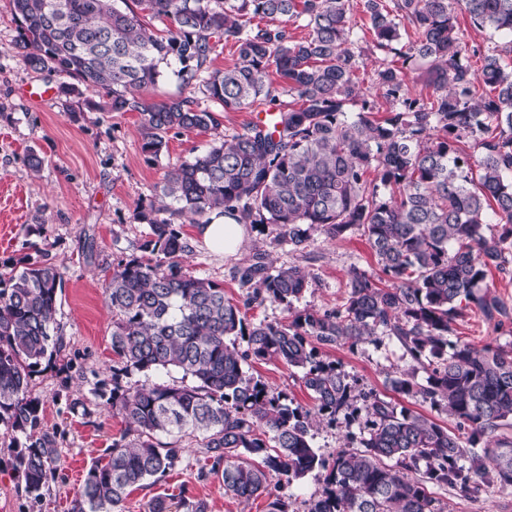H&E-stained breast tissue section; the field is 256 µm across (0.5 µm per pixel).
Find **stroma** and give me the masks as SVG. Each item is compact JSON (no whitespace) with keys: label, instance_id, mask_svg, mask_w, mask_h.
<instances>
[{"label":"stroma","instance_id":"obj_1","mask_svg":"<svg viewBox=\"0 0 512 512\" xmlns=\"http://www.w3.org/2000/svg\"><path fill=\"white\" fill-rule=\"evenodd\" d=\"M351 20L364 50L359 86L379 111H388L391 105L374 84L375 72L398 64L399 59L373 47L360 0H351ZM19 31L9 0H0V273L23 262L48 261L60 267L63 284L57 294V320L64 347L43 362L31 382L42 404L44 428L60 435L56 474L43 498L28 495L12 468L7 442L0 440V512H55L56 505L71 506L91 463L104 458L113 439L126 429L121 415L95 401L91 388L111 375L112 313L105 302L106 285L118 263L142 255L147 227L137 222L136 211L156 203L157 187L169 168L203 152L214 140L242 131L255 114L248 109L217 110V130L168 134L164 152L151 157L143 150L139 113L92 112L82 100L60 98L54 92L57 76L34 72L19 62L14 53ZM31 85L50 88V96L40 102L30 100L23 90ZM32 153L43 160L35 173L27 167ZM182 230L193 247L184 272L218 283L227 297L238 302L246 290L236 270L258 252L265 253L273 266L296 265L309 273L311 285L292 308L297 311L338 308L353 269L370 273L378 269L357 231L336 241L314 233L300 252L278 243L273 226L249 224L243 247L230 255L211 249L197 225L187 223ZM456 335L479 347L512 344V318L498 326L472 313L457 324ZM319 354L339 361L361 388L455 429L456 422L447 413L392 390L390 378L408 366L395 340L352 348L323 345ZM245 370L289 400L311 406L299 371L275 360H255ZM76 400L81 408H73ZM182 446L178 467L131 492L125 512H149L151 502L159 497L201 501L207 512H268L270 496L246 504L232 498L217 478L200 477L204 456L196 442L186 439ZM438 495L452 512H512V492L495 487L476 500L446 487Z\"/></svg>","mask_w":512,"mask_h":512}]
</instances>
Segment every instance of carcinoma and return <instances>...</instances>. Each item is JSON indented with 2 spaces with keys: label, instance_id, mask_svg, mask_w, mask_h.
Here are the masks:
<instances>
[{
  "label": "carcinoma",
  "instance_id": "1",
  "mask_svg": "<svg viewBox=\"0 0 512 512\" xmlns=\"http://www.w3.org/2000/svg\"><path fill=\"white\" fill-rule=\"evenodd\" d=\"M10 4L20 20V62L58 76L61 97L92 91L110 112L140 113L143 149L155 158L168 132L218 126L215 112L192 97H150L168 72L185 86L199 84L226 112H270L274 121L271 130L250 123L172 167L160 204L137 210L149 229L141 249L153 258L119 265L105 288L116 361L112 388L104 380L93 388L127 427L87 470L73 512H124L134 488L181 462L184 438L196 440L210 462L200 476L217 477L238 499L259 497L274 477L290 484L321 472L306 512H448L434 488L468 499L490 487L512 490V441L493 440L512 427V349L451 340L472 312L509 317L488 278L512 264V0H363L374 47L402 59V67L375 73L392 104L380 119L356 84L364 58L350 0ZM458 6L503 43L464 42ZM290 23L306 36L296 38ZM221 42L235 47L236 59L217 69ZM477 55L483 65L475 73L467 59ZM420 63L432 93L413 97L406 70ZM272 66L296 104L272 93ZM479 83L489 94L477 99ZM466 141L479 158L462 151ZM215 211L275 226L277 240L294 251L314 231L337 240L357 230L387 284L354 269L339 308L249 324L242 308L269 301L289 312L309 281L300 267H273L257 253L237 269L241 285L252 288L239 303L220 285L182 272L192 248L178 221L207 224ZM492 224L500 231L488 236ZM62 280L48 263L0 274V427L12 468L36 499L49 488L58 433L42 427L30 383L63 346ZM382 336L414 362L398 371L392 389L447 412L465 433L357 389L315 346L352 348ZM250 359L301 370L314 406L246 375ZM170 369L190 382L123 385L134 372ZM340 415L362 422L366 435L327 460L312 446L314 422L334 424Z\"/></svg>",
  "mask_w": 512,
  "mask_h": 512
}]
</instances>
